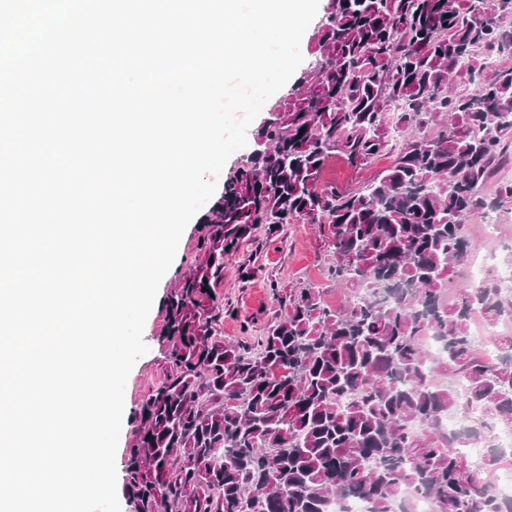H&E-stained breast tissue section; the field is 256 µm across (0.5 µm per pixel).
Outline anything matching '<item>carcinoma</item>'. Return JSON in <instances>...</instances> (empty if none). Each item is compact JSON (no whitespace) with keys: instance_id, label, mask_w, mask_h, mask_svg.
<instances>
[{"instance_id":"cac0c4a2","label":"carcinoma","mask_w":512,"mask_h":512,"mask_svg":"<svg viewBox=\"0 0 512 512\" xmlns=\"http://www.w3.org/2000/svg\"><path fill=\"white\" fill-rule=\"evenodd\" d=\"M501 2L330 0L303 97L270 113L177 272L164 379L129 448L132 512H332L347 498L394 512L405 488L433 512H512L483 478L498 452L476 465L439 433L461 404L512 429V336L495 337L491 360L471 333L478 314L512 320V292L488 279L443 295L473 248L464 222L512 203V179L482 191L512 168V67L474 64L512 57ZM382 155L367 182L321 181L333 157L361 168ZM293 224L314 227L340 302L312 283L272 288L271 317L224 339L239 313L220 291L226 257L253 283L262 247ZM424 333L444 358L428 361Z\"/></svg>"}]
</instances>
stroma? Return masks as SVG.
<instances>
[{"label":"stroma","mask_w":512,"mask_h":512,"mask_svg":"<svg viewBox=\"0 0 512 512\" xmlns=\"http://www.w3.org/2000/svg\"><path fill=\"white\" fill-rule=\"evenodd\" d=\"M320 24V19L316 18L308 26L300 44L302 63L290 80L263 104L260 113L247 130L246 146L229 157L219 175L220 180H228L245 163L255 148L253 139L256 131L268 119L270 112L279 101L302 93V77L305 73L313 71L315 66L311 39ZM495 216L499 226L498 238L494 241L485 238L483 218L479 216L474 218L469 229L470 235L476 241L472 254L477 257L493 252L496 253L498 262L506 263L512 261V205L501 207L496 211ZM195 230V225L186 226L173 260L174 268L181 265L189 252ZM260 259L264 266L265 278L250 285L243 282L238 263L234 258L230 257L225 261L223 291L226 297L238 301L243 316L254 313L263 316L269 312L270 285L289 288L301 282H320L326 257L319 245L314 228L307 224H295L291 227L289 241L284 244L272 242L265 245L260 253ZM174 268L167 271L161 279L144 324L143 340L148 351L136 361L125 383L124 414L115 456L116 469L120 472L126 468L128 448L132 434L139 424V409L142 401L149 390L157 386L163 378L165 364L160 354L159 332L165 316L166 297L179 286Z\"/></svg>","instance_id":"obj_1"}]
</instances>
